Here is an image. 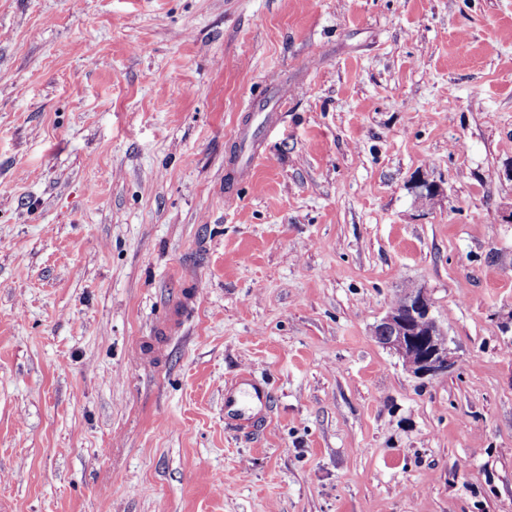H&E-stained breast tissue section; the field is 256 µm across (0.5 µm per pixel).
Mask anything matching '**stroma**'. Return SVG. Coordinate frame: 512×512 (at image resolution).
Returning a JSON list of instances; mask_svg holds the SVG:
<instances>
[{"mask_svg": "<svg viewBox=\"0 0 512 512\" xmlns=\"http://www.w3.org/2000/svg\"><path fill=\"white\" fill-rule=\"evenodd\" d=\"M0 512H512V0H0ZM374 327L379 344L395 352L417 377L445 374L450 365L447 334L434 316V303L425 288H408Z\"/></svg>", "mask_w": 512, "mask_h": 512, "instance_id": "35a3bbf8", "label": "stroma"}]
</instances>
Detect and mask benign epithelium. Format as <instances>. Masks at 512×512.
Wrapping results in <instances>:
<instances>
[{
    "label": "benign epithelium",
    "mask_w": 512,
    "mask_h": 512,
    "mask_svg": "<svg viewBox=\"0 0 512 512\" xmlns=\"http://www.w3.org/2000/svg\"><path fill=\"white\" fill-rule=\"evenodd\" d=\"M379 344L395 352L417 377H436L448 371L447 334L434 316V303L425 288H409L374 327Z\"/></svg>",
    "instance_id": "obj_1"
}]
</instances>
